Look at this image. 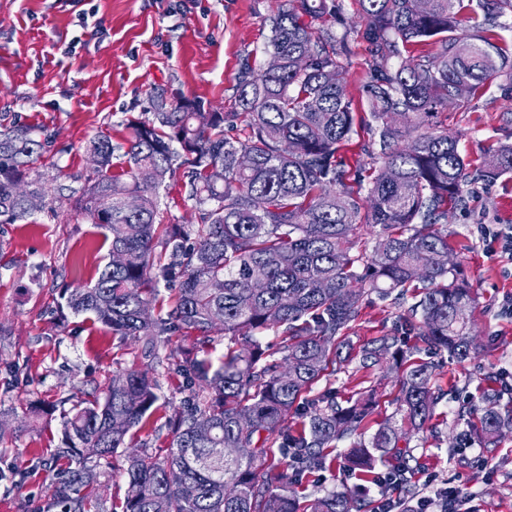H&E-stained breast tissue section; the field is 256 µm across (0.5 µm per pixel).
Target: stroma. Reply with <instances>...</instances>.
<instances>
[{
	"label": "stroma",
	"instance_id": "obj_1",
	"mask_svg": "<svg viewBox=\"0 0 512 512\" xmlns=\"http://www.w3.org/2000/svg\"><path fill=\"white\" fill-rule=\"evenodd\" d=\"M348 35L341 49L356 125L339 150L347 170L371 167L369 111L362 97L371 53L358 0H338ZM274 0H0V125L34 130L49 148L38 163L47 178L78 191L96 176L84 151L98 134L124 143L126 123L152 109L155 94L186 96L208 108L232 111L243 61L265 67L264 52ZM91 15L81 25L79 12ZM437 130L458 141L461 154L479 165L488 147L512 142V84H485L467 102L440 110ZM466 208L451 210L448 241L460 276L472 288L470 327L475 348L460 361L445 351L417 353L431 366V383L443 398L424 435L410 438L411 484L420 498L456 488L466 512H512V431L495 445L473 443L449 453L453 436L477 426L487 389L512 385V254L491 252L484 227L512 226V175L477 177ZM165 223L192 224L196 204L181 178L160 191ZM104 231L67 199L28 220L0 224V407L24 414L37 400L52 415L0 443V471L26 469L21 483L0 482V512H61L50 490L62 415L92 388L106 390L113 376L139 361V346L113 336L85 315L64 311L66 288L94 281L107 260ZM401 309L369 295L346 333L351 346L392 333ZM398 370L348 367L333 377L337 401L352 404L374 390L376 404L364 425L372 436L395 410ZM337 441L326 469L303 476L293 491L300 504L331 492L351 491L363 512H378L381 491L362 483ZM121 456L99 463V512H119L127 489Z\"/></svg>",
	"mask_w": 512,
	"mask_h": 512
}]
</instances>
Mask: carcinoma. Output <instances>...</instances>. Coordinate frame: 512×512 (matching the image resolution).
<instances>
[{
	"label": "carcinoma",
	"instance_id": "carcinoma-1",
	"mask_svg": "<svg viewBox=\"0 0 512 512\" xmlns=\"http://www.w3.org/2000/svg\"><path fill=\"white\" fill-rule=\"evenodd\" d=\"M464 0H432L426 13L415 0H359L372 60L362 94L373 133L365 204L338 161L353 131V99L338 59L336 0H281L271 17L265 53L275 60L257 72L244 61L236 84L238 112L206 111L194 99L155 96L151 118L131 120L126 168L112 172L109 137L89 142L99 158L97 177L75 207L110 240L93 284L72 289L66 307L87 314L112 335L142 342L141 365L112 378L101 395L73 404L63 417L62 454L78 467L54 474V499L65 512H90L100 473L85 452L109 458L135 434L163 436L159 458L142 446L126 456L122 512H299L292 485L326 467L336 441L350 439L349 462L362 474L395 457L392 489L413 499L410 459L399 443L422 433L441 400L429 365L402 374L395 419L370 440L361 437L373 400L349 406L321 380L356 360L363 369L408 362L395 333L363 344L345 341L365 296L391 295L409 303L400 329L465 360L473 293L458 268L433 266L451 253L448 204L462 201L467 166L457 140L422 130L438 108L455 106L484 84L512 83V56L498 44L491 21L512 12V0H479L483 21L463 14ZM436 39L437 52L417 59L402 50ZM242 125L244 137L226 130ZM48 147L23 125L0 130V223L16 224L46 206L50 188L36 163ZM153 180H139V170ZM489 177L512 173V143L488 149ZM181 175L198 208L190 237L165 224L158 195ZM38 201L33 207L29 200ZM378 228L374 249L354 255L349 236L361 208ZM175 287L164 316L143 317L160 286ZM281 329L276 349L261 333ZM224 336L218 363L171 336ZM177 372L188 399L158 416L160 376ZM503 391L485 397L481 442L495 443L512 427V408L500 411ZM306 512H359L355 496L313 498Z\"/></svg>",
	"mask_w": 512,
	"mask_h": 512
}]
</instances>
